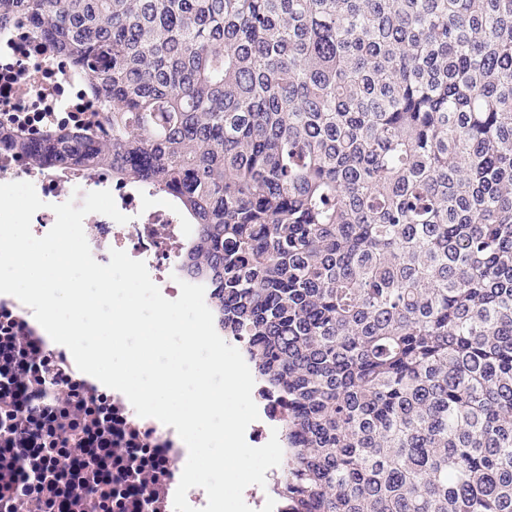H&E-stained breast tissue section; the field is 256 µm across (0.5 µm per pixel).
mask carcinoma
Here are the masks:
<instances>
[{
  "mask_svg": "<svg viewBox=\"0 0 512 512\" xmlns=\"http://www.w3.org/2000/svg\"><path fill=\"white\" fill-rule=\"evenodd\" d=\"M170 199L279 420L281 512H512V0H0Z\"/></svg>",
  "mask_w": 512,
  "mask_h": 512,
  "instance_id": "cac0c4a2",
  "label": "carcinoma"
}]
</instances>
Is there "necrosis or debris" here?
Here are the masks:
<instances>
[{
	"instance_id": "1",
	"label": "necrosis or debris",
	"mask_w": 512,
	"mask_h": 512,
	"mask_svg": "<svg viewBox=\"0 0 512 512\" xmlns=\"http://www.w3.org/2000/svg\"><path fill=\"white\" fill-rule=\"evenodd\" d=\"M89 74L49 52L27 20L0 31V131L32 137L71 122L97 129L102 110L88 99ZM31 182L44 201L35 236L55 223L54 204L74 192L111 191L128 217L92 213L83 228L96 261L111 250L145 262L163 296L180 288L178 240L190 231L169 204L144 209L139 193L113 185L106 170L32 165L0 143V183ZM188 450L175 429L139 417L127 397L82 373L53 344L30 308L0 297V512H174Z\"/></svg>"
}]
</instances>
